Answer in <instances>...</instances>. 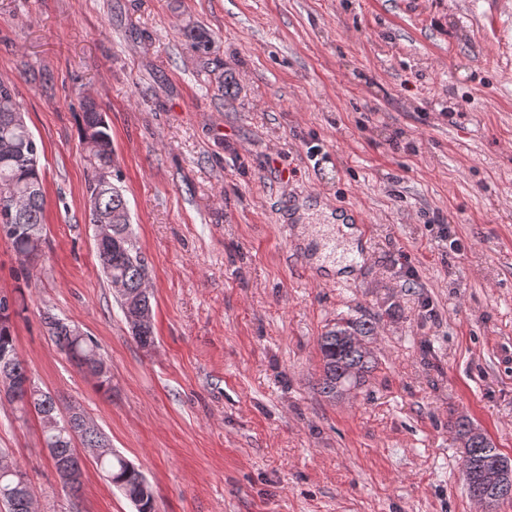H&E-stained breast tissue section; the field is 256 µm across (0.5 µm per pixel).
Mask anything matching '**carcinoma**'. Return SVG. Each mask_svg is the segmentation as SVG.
I'll return each mask as SVG.
<instances>
[{"mask_svg": "<svg viewBox=\"0 0 512 512\" xmlns=\"http://www.w3.org/2000/svg\"><path fill=\"white\" fill-rule=\"evenodd\" d=\"M21 106L13 88L0 82V185L12 191H0V238L7 240L13 249L30 256L35 261L40 256L36 242L43 237L46 193L43 168L40 164L42 148L18 116ZM81 113V146L90 167L87 194L89 220L93 225H112V244L97 250L98 259L108 280H118L126 288V295L118 299L124 318H129L139 308H152L151 295H142L147 265L136 247L130 229V211L122 189L112 182V135L98 105L87 100ZM20 314L17 301L0 297V363L10 372L28 374L20 358L11 331V318ZM132 336L143 347L154 344V325L147 324L131 329ZM375 325L362 318H340L319 338L318 347L322 362L319 392L334 400L348 395L351 390L364 386L375 365L372 343ZM56 349L71 361L101 362L103 358L97 343L89 336L75 335L62 328L54 333ZM24 417L32 412L42 426L44 444L50 448L51 457L66 461L73 470L82 469L77 447L99 448L104 434L90 430L71 441L66 423L49 424V417L61 413L59 401L38 385H33L31 399L24 395L10 399ZM459 439L469 442L464 454L470 463V477L466 485L471 497L485 491L480 476L481 469L497 458L503 457L491 439L466 418L454 422ZM96 465L108 481L116 486L135 506L136 512H156L152 487L142 470L114 451L95 459ZM30 483L21 469L14 475L0 474V497L5 512H28L27 490Z\"/></svg>", "mask_w": 512, "mask_h": 512, "instance_id": "1", "label": "carcinoma"}]
</instances>
